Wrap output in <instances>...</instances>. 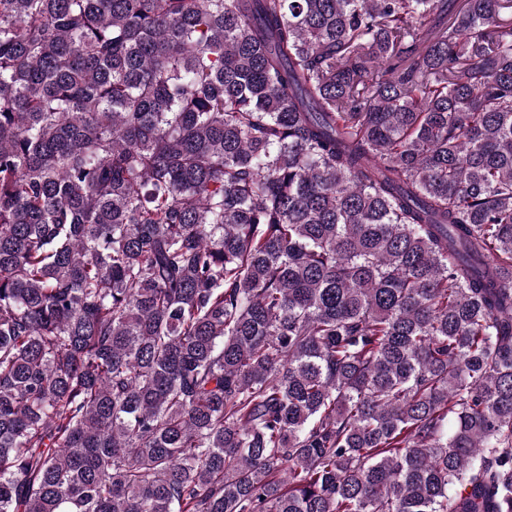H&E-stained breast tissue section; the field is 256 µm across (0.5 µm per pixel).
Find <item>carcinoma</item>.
<instances>
[{
  "label": "carcinoma",
  "instance_id": "cac0c4a2",
  "mask_svg": "<svg viewBox=\"0 0 512 512\" xmlns=\"http://www.w3.org/2000/svg\"><path fill=\"white\" fill-rule=\"evenodd\" d=\"M0 512H512V0H0Z\"/></svg>",
  "mask_w": 512,
  "mask_h": 512
}]
</instances>
